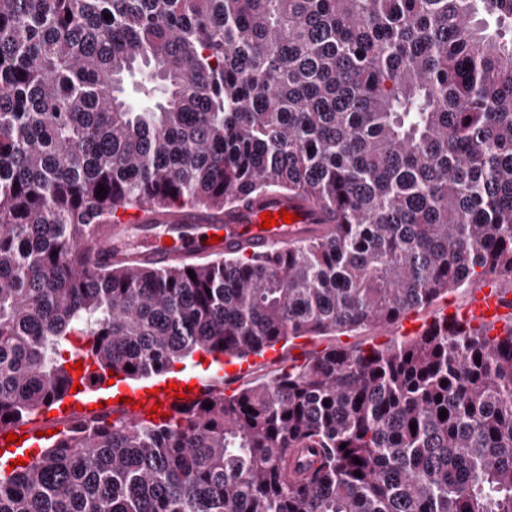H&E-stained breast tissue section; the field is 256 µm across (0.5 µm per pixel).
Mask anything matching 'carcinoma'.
<instances>
[{
    "mask_svg": "<svg viewBox=\"0 0 512 512\" xmlns=\"http://www.w3.org/2000/svg\"><path fill=\"white\" fill-rule=\"evenodd\" d=\"M259 193L331 234L167 270L78 249L141 200ZM490 278L512 282V0H0V428L59 404L78 356L160 377ZM0 512H512V326L439 316L170 420L75 416L0 474Z\"/></svg>",
    "mask_w": 512,
    "mask_h": 512,
    "instance_id": "carcinoma-1",
    "label": "carcinoma"
}]
</instances>
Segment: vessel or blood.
Here are the masks:
<instances>
[{"label": "vessel or blood", "instance_id": "vessel-or-blood-1", "mask_svg": "<svg viewBox=\"0 0 512 512\" xmlns=\"http://www.w3.org/2000/svg\"><path fill=\"white\" fill-rule=\"evenodd\" d=\"M283 211L295 214V221L261 228L263 213ZM331 222L330 213L316 202L288 195L260 194L221 209L145 204L118 210L112 220L96 224L84 248L90 264L98 269L162 270L192 265L206 254H257L273 245L324 236ZM214 234L219 236V243H211ZM460 315L470 324L492 326L497 333L512 325V307L507 306L503 291L494 281L476 288ZM205 387L204 381H197L195 390L181 399L165 392L150 396L145 390L133 388L127 393L129 401L123 409L129 415L144 417L159 404L166 415L172 416L183 402L201 398Z\"/></svg>", "mask_w": 512, "mask_h": 512}]
</instances>
